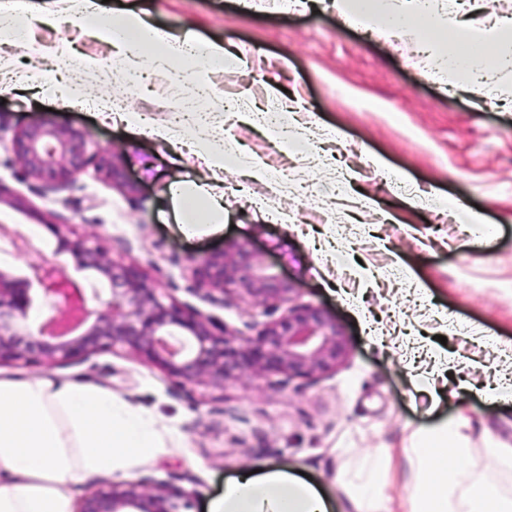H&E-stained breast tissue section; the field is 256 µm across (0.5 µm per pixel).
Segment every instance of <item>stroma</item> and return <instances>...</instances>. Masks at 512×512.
<instances>
[{
	"mask_svg": "<svg viewBox=\"0 0 512 512\" xmlns=\"http://www.w3.org/2000/svg\"><path fill=\"white\" fill-rule=\"evenodd\" d=\"M109 6L143 9L160 26L245 50L247 66L212 69L203 77L226 100L256 112L265 107L262 86L272 80L286 89L288 102L312 112L315 125L288 154L259 130H230L244 153L299 171L300 178L289 184L287 198L273 199L265 186L229 167L224 232L186 241L165 190L171 181L193 178L195 160L101 119L99 99L115 96L123 77L88 74L89 99L65 105L39 91L66 73L59 57L29 61L17 48L0 45V57L23 76L19 82L0 76V271L24 277L31 264L47 261L84 287H102L95 272L57 253L46 228L51 222L69 237L100 245L115 263L138 265L164 301L194 307L240 336L253 335L254 324L279 319L289 307L320 308L343 333L346 357L336 370L314 377L246 374L220 391L177 384L121 348L65 367L19 361L1 366L0 378L95 385L154 420L163 448L118 480L180 487L191 512H209L225 483L245 467L304 472L343 512V482L362 471L376 449L399 446L415 429L461 413L469 419L464 446L471 476L512 497V469L488 453L497 443L512 447V401L491 402L480 392L486 382L512 377V360L495 349L512 342V92L496 106L477 107L469 94L428 79L424 62L410 50L344 25L333 0H306L297 10L288 0H266L260 11L242 0H110ZM29 36L41 45L68 39L79 55L110 52L83 26L57 33L37 24ZM187 79L184 73L163 79L143 67L136 109L166 120L161 100ZM39 121L85 136L88 162L66 183L25 175L13 153L18 129ZM112 151L119 155L118 174L109 178L96 163ZM372 153L386 159L389 173L368 163ZM350 170L358 173L363 193L378 201V211L332 193L336 176ZM394 170L409 183L476 208L484 223L496 225L495 240L476 246L477 229L463 215L395 194ZM258 199L288 211L289 221L262 217ZM16 235L29 239L28 251L15 249ZM232 243L259 253L272 272L290 281L289 304L257 305L237 290L227 291L220 305L199 298L193 268ZM397 254L425 283V301H407L408 287L399 279L367 286L354 277L355 266L383 269ZM464 323L479 326L483 338L464 335ZM373 332L384 345L370 340ZM412 339L454 359L443 377L422 371L420 392L389 353ZM435 396L441 404L432 413Z\"/></svg>",
	"mask_w": 512,
	"mask_h": 512,
	"instance_id": "1",
	"label": "stroma"
}]
</instances>
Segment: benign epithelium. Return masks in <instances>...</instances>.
Listing matches in <instances>:
<instances>
[{
	"instance_id": "7a95c632",
	"label": "benign epithelium",
	"mask_w": 512,
	"mask_h": 512,
	"mask_svg": "<svg viewBox=\"0 0 512 512\" xmlns=\"http://www.w3.org/2000/svg\"><path fill=\"white\" fill-rule=\"evenodd\" d=\"M13 150L25 172L50 183L70 180L85 165L84 138L45 123L20 129ZM57 252L94 270L109 288L87 290L63 277L49 262L30 265V274L11 278L0 271V366L30 357L48 367L63 366L117 346L168 376L216 388L242 372L313 376L336 369L346 351L336 324L319 308L302 306L258 325L256 335L216 330L200 311L161 300L157 288L136 265H118L98 246L72 239L55 224ZM203 298L224 302L234 286L256 304L286 303L294 288L267 271L243 248H226L193 270ZM59 299L61 317L33 313L35 298ZM179 487H152L144 481L110 484L88 492L79 512H188Z\"/></svg>"
}]
</instances>
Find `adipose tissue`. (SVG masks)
I'll use <instances>...</instances> for the list:
<instances>
[{
  "label": "adipose tissue",
  "instance_id": "1",
  "mask_svg": "<svg viewBox=\"0 0 512 512\" xmlns=\"http://www.w3.org/2000/svg\"><path fill=\"white\" fill-rule=\"evenodd\" d=\"M79 6L71 17L67 2ZM336 10L348 24L389 40L414 38L432 63L431 78L448 87L464 85L480 102L494 105L497 80L512 71V26L504 23L469 26L439 11L437 0H337ZM30 13L22 0H0V44L24 49L39 58L47 52L65 57L66 41L53 50L25 37ZM78 21L91 34L112 46L107 58L81 57L78 70L126 76L141 71L151 60L155 72L185 69L202 63L228 69L238 63L222 43L202 39L187 30L155 25L147 11L112 12L102 0H52L41 15L54 30ZM214 88L197 82L192 90L170 95L167 110L179 113L178 123H159L137 110L112 108L101 98L102 115L125 124L135 134L188 148L198 159L200 175L192 181L168 184L166 195L174 207L183 234L194 238L224 230V173L230 162L241 163L244 175L264 184L271 196L281 197L283 184L274 178L266 160L257 154L242 156L236 140L225 137L224 126L262 129L290 151L306 131L291 110L279 107L281 92L267 84L265 94L279 108L276 120L263 112H210L206 105ZM458 420H446L420 429L410 446L372 455L367 477L347 487L351 512H512V499L497 485L474 480L463 462V440ZM159 448L153 422L128 414L111 392L77 383L46 381L14 383L0 380V467L9 478L0 483V512H72L69 483L83 474L113 477L128 466L152 458ZM404 458L416 478L414 494L394 501L383 494L392 464ZM210 512H331L320 491L307 482L272 468L237 476Z\"/></svg>",
  "mask_w": 512,
  "mask_h": 512
}]
</instances>
